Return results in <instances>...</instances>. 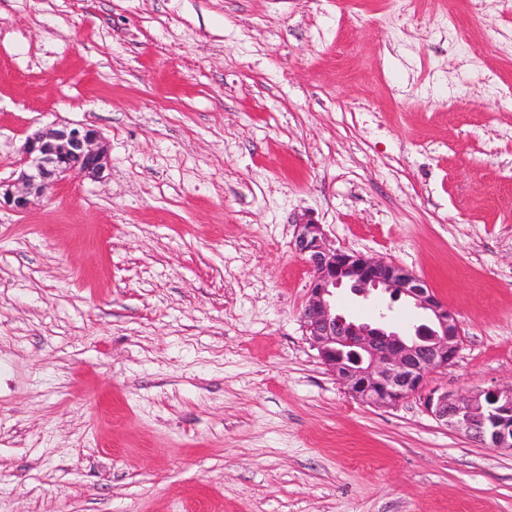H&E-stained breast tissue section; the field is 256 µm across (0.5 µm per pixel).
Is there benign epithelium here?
<instances>
[{
  "label": "benign epithelium",
  "mask_w": 512,
  "mask_h": 512,
  "mask_svg": "<svg viewBox=\"0 0 512 512\" xmlns=\"http://www.w3.org/2000/svg\"><path fill=\"white\" fill-rule=\"evenodd\" d=\"M108 167L101 132L84 123L52 124L25 138L17 178L0 180V208L23 212L50 189L73 178L100 179ZM294 252L309 270L301 322L322 364L353 399L394 406L423 395L426 411L442 426L481 446L512 450V387L466 395L424 391L427 377L456 359L462 332L455 313L422 279L394 261L370 257L327 242L323 225H295ZM348 287L368 298L386 294L422 311L407 332L391 327L385 313L357 322L336 308V290Z\"/></svg>",
  "instance_id": "7a95c632"
}]
</instances>
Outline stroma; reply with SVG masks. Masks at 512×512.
I'll use <instances>...</instances> for the list:
<instances>
[{
  "label": "stroma",
  "mask_w": 512,
  "mask_h": 512,
  "mask_svg": "<svg viewBox=\"0 0 512 512\" xmlns=\"http://www.w3.org/2000/svg\"><path fill=\"white\" fill-rule=\"evenodd\" d=\"M60 122L110 163L0 211V512H512V452L321 364L291 245L436 291L427 389L512 387V0H0V180Z\"/></svg>",
  "instance_id": "1"
}]
</instances>
